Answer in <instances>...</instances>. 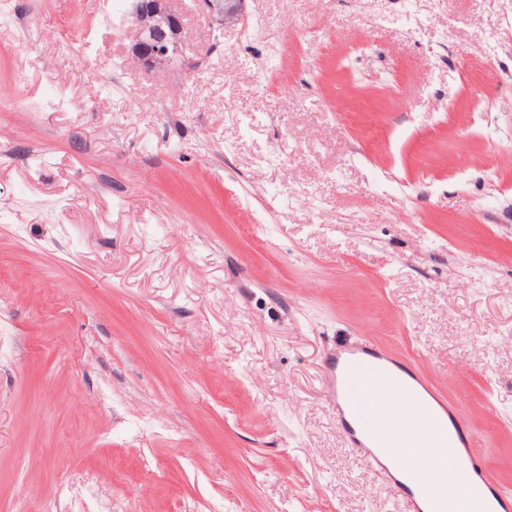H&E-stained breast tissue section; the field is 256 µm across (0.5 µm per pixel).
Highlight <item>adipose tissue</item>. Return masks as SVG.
<instances>
[{
    "label": "adipose tissue",
    "mask_w": 512,
    "mask_h": 512,
    "mask_svg": "<svg viewBox=\"0 0 512 512\" xmlns=\"http://www.w3.org/2000/svg\"><path fill=\"white\" fill-rule=\"evenodd\" d=\"M384 396L389 400V411L374 413L373 419L402 445L404 464L434 471L431 496L441 505L443 512H465L470 501L468 490L448 477L446 431L426 414L418 412L414 402L395 400L390 390L385 391Z\"/></svg>",
    "instance_id": "ef3b65f1"
}]
</instances>
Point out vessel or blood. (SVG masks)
Masks as SVG:
<instances>
[{"mask_svg":"<svg viewBox=\"0 0 512 512\" xmlns=\"http://www.w3.org/2000/svg\"><path fill=\"white\" fill-rule=\"evenodd\" d=\"M330 388L328 397L336 409V422L349 446L385 479L392 478L399 464L400 448L384 429L368 424L353 427L347 418L348 409L363 410L364 389L374 384H387L399 394L432 393L433 388L419 369L404 368L402 362L386 352L375 338L364 337L361 344L337 349L326 363ZM447 467L465 485L490 486L491 481L478 463V453L472 438L462 440L461 448L447 451ZM433 475L424 469L405 471L398 488L405 496L407 512H423L416 498L427 490Z\"/></svg>","mask_w":512,"mask_h":512,"instance_id":"b4317fda","label":"vessel or blood"}]
</instances>
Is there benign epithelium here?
I'll return each instance as SVG.
<instances>
[{"instance_id":"7a95c632","label":"benign epithelium","mask_w":512,"mask_h":512,"mask_svg":"<svg viewBox=\"0 0 512 512\" xmlns=\"http://www.w3.org/2000/svg\"><path fill=\"white\" fill-rule=\"evenodd\" d=\"M247 0H195L220 28L235 27L245 20ZM131 14L138 27L131 60L142 70L152 72L168 68L179 54L186 37L182 14L170 6V0H132Z\"/></svg>"}]
</instances>
